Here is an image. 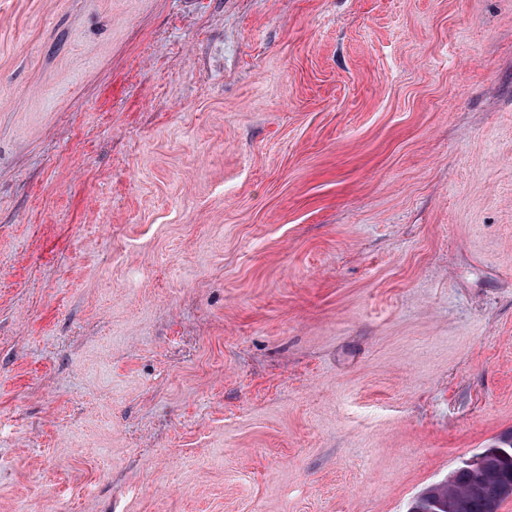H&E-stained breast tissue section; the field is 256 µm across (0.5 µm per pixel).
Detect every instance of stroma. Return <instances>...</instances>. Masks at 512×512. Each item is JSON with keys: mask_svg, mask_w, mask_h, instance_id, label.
Instances as JSON below:
<instances>
[{"mask_svg": "<svg viewBox=\"0 0 512 512\" xmlns=\"http://www.w3.org/2000/svg\"><path fill=\"white\" fill-rule=\"evenodd\" d=\"M512 430V0H0V512H408Z\"/></svg>", "mask_w": 512, "mask_h": 512, "instance_id": "35a3bbf8", "label": "stroma"}]
</instances>
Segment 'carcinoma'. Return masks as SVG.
I'll list each match as a JSON object with an SVG mask.
<instances>
[{"instance_id":"obj_1","label":"carcinoma","mask_w":512,"mask_h":512,"mask_svg":"<svg viewBox=\"0 0 512 512\" xmlns=\"http://www.w3.org/2000/svg\"><path fill=\"white\" fill-rule=\"evenodd\" d=\"M512 483V431L483 450L482 467L465 464L448 481L429 486L416 499L418 512H490L506 499L503 487Z\"/></svg>"}]
</instances>
